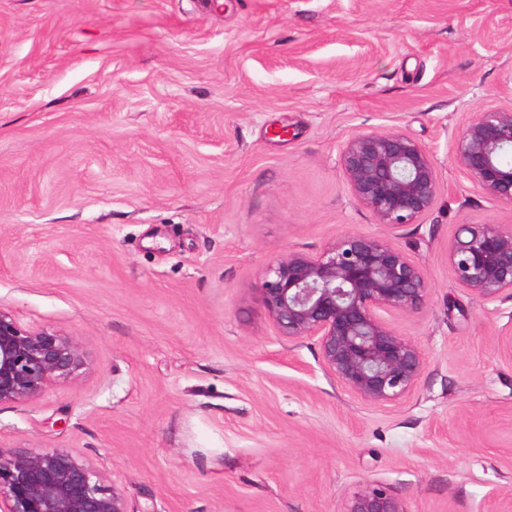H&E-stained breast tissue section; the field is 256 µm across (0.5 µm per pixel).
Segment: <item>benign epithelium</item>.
I'll return each instance as SVG.
<instances>
[{
  "instance_id": "7a95c632",
  "label": "benign epithelium",
  "mask_w": 512,
  "mask_h": 512,
  "mask_svg": "<svg viewBox=\"0 0 512 512\" xmlns=\"http://www.w3.org/2000/svg\"><path fill=\"white\" fill-rule=\"evenodd\" d=\"M464 176L512 206V108H490L452 133ZM338 162L352 196L387 234L343 233L321 253L290 251L264 273L260 301L279 334L317 338L323 367L345 390L383 405L409 395L425 367L409 337L385 319L414 313L430 295L416 260L393 234L432 206L439 176L432 153L397 130L360 131ZM456 282L483 302L512 298V226L460 224L448 242ZM79 339L23 325L0 308V405L32 401L85 363ZM0 512H128L107 467L62 448L0 445ZM346 512H406L379 485H367Z\"/></svg>"
}]
</instances>
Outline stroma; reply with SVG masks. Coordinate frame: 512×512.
<instances>
[{"label": "stroma", "mask_w": 512, "mask_h": 512, "mask_svg": "<svg viewBox=\"0 0 512 512\" xmlns=\"http://www.w3.org/2000/svg\"><path fill=\"white\" fill-rule=\"evenodd\" d=\"M512 108V0H0V308L78 338L0 445L107 462L129 512H512V298L460 288L457 225H512L452 131ZM398 129L439 172L396 244L431 292L389 315L425 359L365 403L259 297L291 251L385 229L338 147ZM346 512H406L402 502L379 485H366L351 501Z\"/></svg>", "instance_id": "1"}]
</instances>
